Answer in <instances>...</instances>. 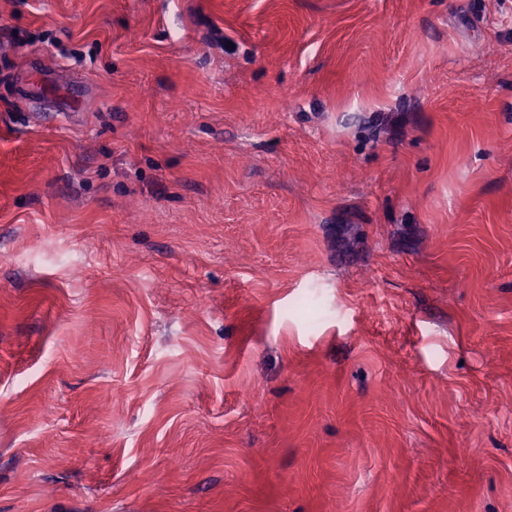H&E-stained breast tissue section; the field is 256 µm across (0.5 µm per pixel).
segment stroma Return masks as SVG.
Segmentation results:
<instances>
[{"instance_id": "stroma-1", "label": "stroma", "mask_w": 512, "mask_h": 512, "mask_svg": "<svg viewBox=\"0 0 512 512\" xmlns=\"http://www.w3.org/2000/svg\"><path fill=\"white\" fill-rule=\"evenodd\" d=\"M0 512H512V0H0Z\"/></svg>"}]
</instances>
